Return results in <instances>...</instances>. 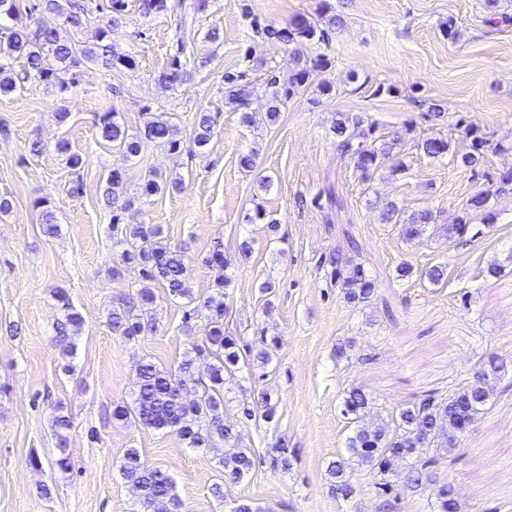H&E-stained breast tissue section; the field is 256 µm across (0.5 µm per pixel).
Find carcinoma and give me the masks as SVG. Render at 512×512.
I'll use <instances>...</instances> for the list:
<instances>
[{
    "label": "carcinoma",
    "instance_id": "obj_1",
    "mask_svg": "<svg viewBox=\"0 0 512 512\" xmlns=\"http://www.w3.org/2000/svg\"><path fill=\"white\" fill-rule=\"evenodd\" d=\"M139 10L145 16L166 13L169 0H138ZM33 21L19 28H10L0 33V99L22 90L31 79H38L56 90L59 101H66L71 82L63 78L74 74L87 63H98L108 70H131L136 59L130 53L117 51L110 40L111 26L96 29L94 40L89 43L72 38L71 32L84 28L87 19L85 6L77 0H32L29 5ZM255 33L268 38H277L288 45L295 55L303 54L309 44L326 43L324 28L304 17L293 18L288 26L274 28L251 21ZM330 61L323 52L311 59V67L302 68L286 79L278 75L266 78V87L275 118V111L288 102L311 71ZM191 77L185 49H180L168 65L159 71L155 81L163 88H178ZM224 84L228 89V101L240 109L249 105L253 86L242 81V76L227 72ZM98 127L102 140L112 144L126 157L140 154L143 145L155 143L175 151L179 148L176 125L163 116H154L143 128L131 134L118 116L108 110L98 116ZM459 131L467 142L463 152H451V141L443 138H426L417 141L416 147L432 158L454 157V162L471 170L483 163L489 147L487 132L471 121L458 123ZM193 142L206 146L215 134V120L211 113L197 114L193 129ZM334 133L342 153L350 156L354 169L369 180L380 170L385 160L394 152L395 143L373 136L372 129L363 127L360 116L346 115L336 122ZM491 186H477L467 200L462 214L454 224L437 223V215L422 211L408 217L393 204L382 212V220L399 226L401 235L415 239L431 231L444 232L448 236L460 232L474 220L491 224L495 213L488 207V196L492 193H512V169L503 171L490 179ZM106 200L111 209L113 245L122 248L120 260L113 262L112 275L118 276L128 264L139 268L140 283L136 290L138 301L143 305L154 302L153 288H164L174 299L193 297L188 267L182 252L165 243L160 228L154 224H127L123 215L135 208L142 196H151L162 190L158 176L151 174L142 184L140 194L127 193L123 176L112 171L107 179ZM328 265L335 279L336 288L347 302L360 305L369 301L373 294V281L363 268L349 256L338 252L330 255ZM209 266L217 271L213 280L214 294L203 303L206 311L204 336L201 344L184 353L178 371H164L151 362H142L137 367L136 391L132 404L118 405L113 416L123 420L133 416L142 425L173 433L192 448L218 450V445L234 438V426L224 420V381L239 370L243 360V348L238 339L225 332L224 302L229 278L224 275V253L215 245L209 257ZM55 296L64 310V318L55 327V342L66 351L72 346L83 325L82 316L75 311L67 293L55 291ZM112 333L127 341L144 334L147 326L133 313V306L112 310ZM278 345V337L265 336L248 348L249 355L263 365L272 359V350ZM203 351L209 352L216 362L209 365V383L203 386L200 396L186 399L180 382L193 374L197 358ZM500 366L494 360L481 364L458 389L446 397L429 395L419 402L398 410L391 421L370 418L372 399L361 389L347 391L342 401L341 413L349 424L350 434L346 438L349 459L360 465L377 470L382 485L394 497L416 494L427 485L436 483L431 472L432 462H420V457L430 448L450 451L470 428L491 407L490 377L497 375ZM242 414L246 419L261 416L271 420L275 406L271 399L262 396L255 406L245 405ZM347 459V460H349ZM411 460L408 470L398 474L393 465L398 460ZM347 460L339 457L328 465V472L336 479V494L347 497L352 493L345 478ZM219 463L224 468V481L238 482L246 477L252 467L251 453L245 449L226 453ZM122 478L137 495V512H180L181 503L175 492L172 476L166 471L149 465L139 452H126L120 467ZM432 512H464L463 503L454 486L448 482L437 483Z\"/></svg>",
    "mask_w": 512,
    "mask_h": 512
}]
</instances>
